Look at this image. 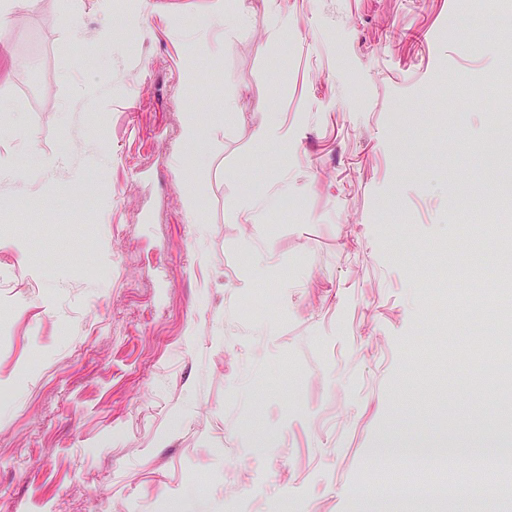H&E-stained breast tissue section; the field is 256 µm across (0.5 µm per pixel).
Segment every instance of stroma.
<instances>
[{"instance_id":"obj_1","label":"stroma","mask_w":512,"mask_h":512,"mask_svg":"<svg viewBox=\"0 0 512 512\" xmlns=\"http://www.w3.org/2000/svg\"><path fill=\"white\" fill-rule=\"evenodd\" d=\"M224 4L41 0L8 29L0 512H370L367 482L418 512L434 472L401 449L500 440L497 363L432 369L473 282L455 201L499 198L482 155L512 147L499 0Z\"/></svg>"}]
</instances>
